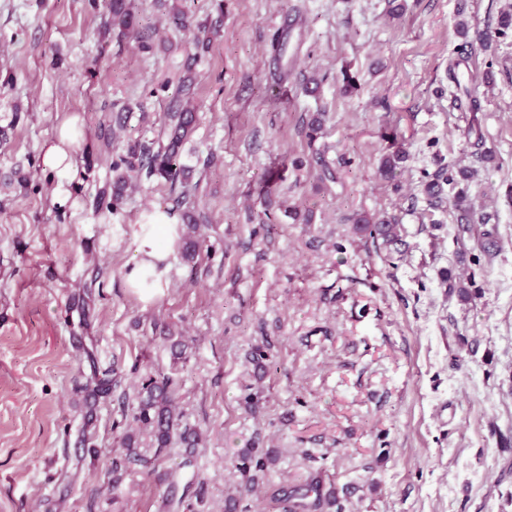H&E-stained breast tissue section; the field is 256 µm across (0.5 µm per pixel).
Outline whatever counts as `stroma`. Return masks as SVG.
I'll list each match as a JSON object with an SVG mask.
<instances>
[{
    "label": "stroma",
    "instance_id": "1",
    "mask_svg": "<svg viewBox=\"0 0 512 512\" xmlns=\"http://www.w3.org/2000/svg\"><path fill=\"white\" fill-rule=\"evenodd\" d=\"M136 6L140 42L105 33L106 0H0V512H282L313 477L302 512H512V0ZM453 62L479 111L449 94ZM186 104L185 190L142 175L113 201L111 163ZM71 116L72 167L45 168ZM463 167L489 218L470 233ZM157 209L177 230L147 301L128 275ZM162 378L195 450L135 420ZM246 448L274 459L253 480ZM357 229L359 232L368 235L373 239L381 238L387 243H393L398 239V224L390 221L371 223L367 219H361Z\"/></svg>",
    "mask_w": 512,
    "mask_h": 512
}]
</instances>
